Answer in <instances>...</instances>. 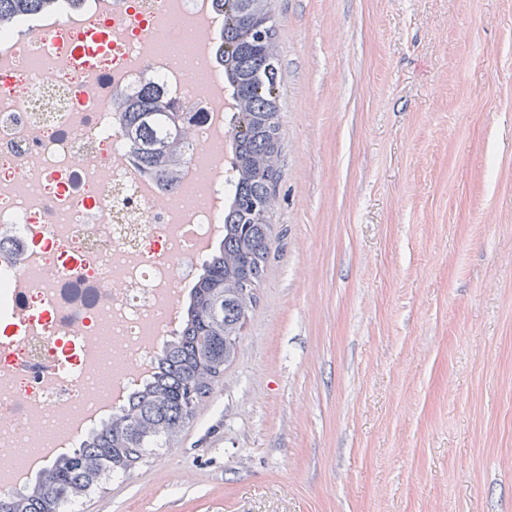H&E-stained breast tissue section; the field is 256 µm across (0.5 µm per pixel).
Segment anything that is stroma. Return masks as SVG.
I'll list each match as a JSON object with an SVG mask.
<instances>
[{
    "label": "stroma",
    "mask_w": 512,
    "mask_h": 512,
    "mask_svg": "<svg viewBox=\"0 0 512 512\" xmlns=\"http://www.w3.org/2000/svg\"><path fill=\"white\" fill-rule=\"evenodd\" d=\"M282 152L237 354L78 512H512V0H273Z\"/></svg>",
    "instance_id": "1"
}]
</instances>
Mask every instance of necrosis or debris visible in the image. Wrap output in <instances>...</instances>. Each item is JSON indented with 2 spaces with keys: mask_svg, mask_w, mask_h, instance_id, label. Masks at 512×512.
Instances as JSON below:
<instances>
[{
  "mask_svg": "<svg viewBox=\"0 0 512 512\" xmlns=\"http://www.w3.org/2000/svg\"><path fill=\"white\" fill-rule=\"evenodd\" d=\"M197 0H112L39 16L27 34L0 35V313L36 315L0 350V496L25 448L72 447L62 431L100 407L98 374L114 362L152 365L148 331L168 333L182 285L197 272V246L223 230L224 189L212 168L228 132L211 121L221 104L151 36L176 45ZM111 32L100 51L79 46ZM201 112L191 140L207 167L194 176L203 203L181 188L150 194L120 162L126 150L114 102L143 84Z\"/></svg>",
  "mask_w": 512,
  "mask_h": 512,
  "instance_id": "1",
  "label": "necrosis or debris"
}]
</instances>
